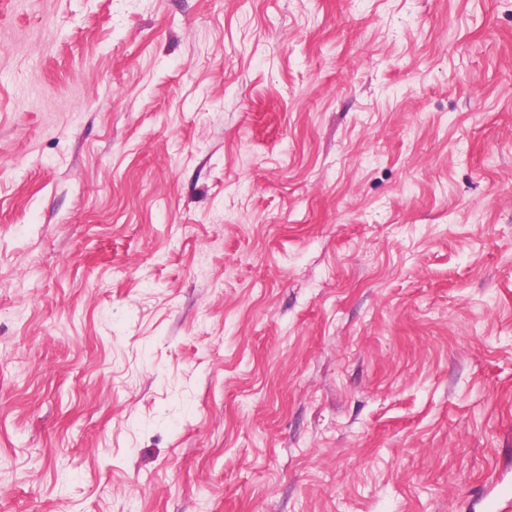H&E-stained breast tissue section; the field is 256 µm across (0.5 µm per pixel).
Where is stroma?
Returning a JSON list of instances; mask_svg holds the SVG:
<instances>
[{"label": "stroma", "mask_w": 512, "mask_h": 512, "mask_svg": "<svg viewBox=\"0 0 512 512\" xmlns=\"http://www.w3.org/2000/svg\"><path fill=\"white\" fill-rule=\"evenodd\" d=\"M512 492V0H0V512Z\"/></svg>", "instance_id": "35a3bbf8"}]
</instances>
